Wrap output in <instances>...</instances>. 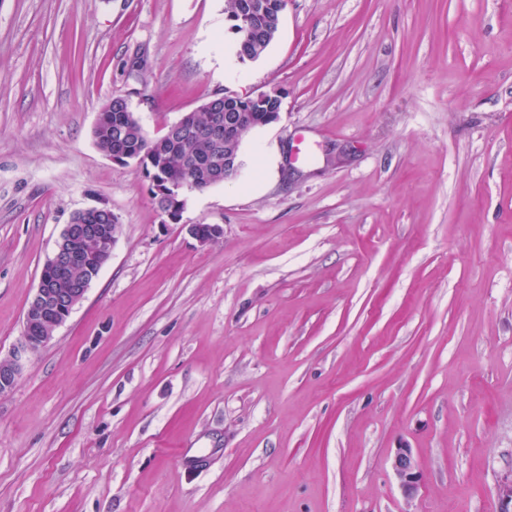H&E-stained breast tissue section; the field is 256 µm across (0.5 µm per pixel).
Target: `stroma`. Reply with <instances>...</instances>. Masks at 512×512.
<instances>
[{
  "label": "stroma",
  "instance_id": "1",
  "mask_svg": "<svg viewBox=\"0 0 512 512\" xmlns=\"http://www.w3.org/2000/svg\"><path fill=\"white\" fill-rule=\"evenodd\" d=\"M233 41L226 0H0V359L71 216L121 224L0 395V512H497L512 0H288L258 61ZM273 90L244 175L175 224L93 141L117 95L157 137ZM392 466L403 492L407 495L412 494L422 480L412 448H397Z\"/></svg>",
  "mask_w": 512,
  "mask_h": 512
}]
</instances>
